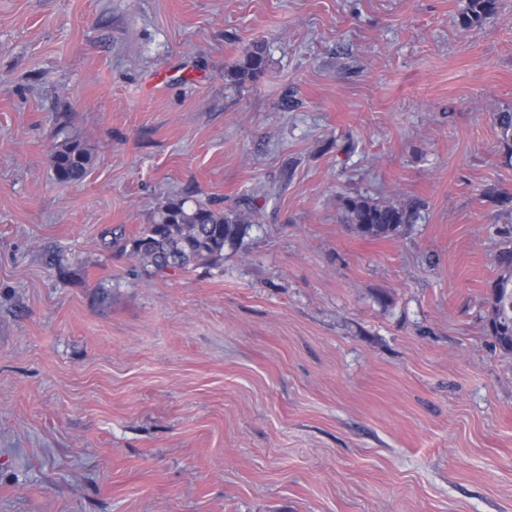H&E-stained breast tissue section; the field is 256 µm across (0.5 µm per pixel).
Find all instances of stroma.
<instances>
[{
    "label": "stroma",
    "mask_w": 512,
    "mask_h": 512,
    "mask_svg": "<svg viewBox=\"0 0 512 512\" xmlns=\"http://www.w3.org/2000/svg\"><path fill=\"white\" fill-rule=\"evenodd\" d=\"M466 4L0 0V512H512V0ZM178 197L247 229L146 274L111 240ZM498 0H468L465 12L462 16L464 27L482 25L497 12ZM267 66L265 49L261 44H253L245 49L242 59L228 72L231 82L243 85L255 82L264 73ZM495 123L500 135L503 156L512 165V111L505 110L495 115ZM91 160V154L86 146L77 138L67 134L54 147L52 154L53 175L60 183L82 181L88 173ZM344 222L353 224L359 234L369 238H390L412 224V206L386 204L363 196H344ZM500 274L492 285L487 304L490 308L487 328L499 348L512 352V247L506 241L496 256Z\"/></svg>",
    "instance_id": "1"
}]
</instances>
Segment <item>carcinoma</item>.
<instances>
[{
  "label": "carcinoma",
  "instance_id": "cac0c4a2",
  "mask_svg": "<svg viewBox=\"0 0 512 512\" xmlns=\"http://www.w3.org/2000/svg\"><path fill=\"white\" fill-rule=\"evenodd\" d=\"M498 0H468L462 16L465 27L483 24L497 12ZM267 66L265 49L253 44L245 49L242 59L228 72L231 82L243 85L261 77ZM504 158L512 163V111L495 115ZM91 165V154L78 139L69 135L54 147L52 170L60 183L83 180ZM344 222L355 226L359 234L369 238H390L412 223L414 209L373 201L363 196L343 197ZM246 230L243 215L224 212L210 204L185 199H169L152 214L137 235L125 241L122 248L144 267L156 271L187 269L214 264L224 259V247L234 244ZM500 274L492 285L487 304L490 308L487 328L499 348L512 352V243L505 242L496 256Z\"/></svg>",
  "mask_w": 512,
  "mask_h": 512
}]
</instances>
